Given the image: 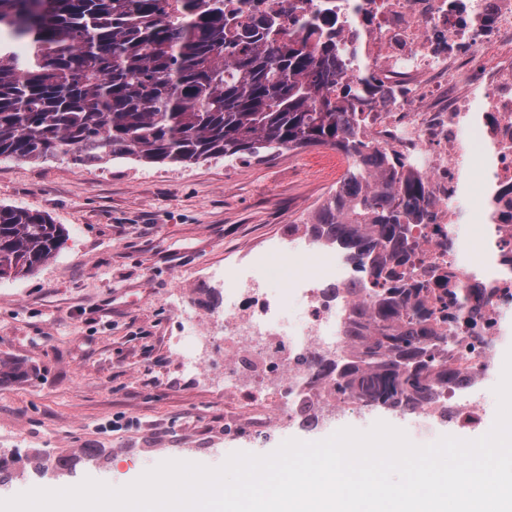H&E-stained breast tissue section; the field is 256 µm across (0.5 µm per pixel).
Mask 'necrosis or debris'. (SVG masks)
I'll return each instance as SVG.
<instances>
[{"label":"necrosis or debris","mask_w":512,"mask_h":512,"mask_svg":"<svg viewBox=\"0 0 512 512\" xmlns=\"http://www.w3.org/2000/svg\"><path fill=\"white\" fill-rule=\"evenodd\" d=\"M248 21L264 14L283 30L315 20L340 44L337 96L353 95L365 135L400 153L426 186L423 220L408 265L457 274L468 296L467 325L448 347L471 378L422 402L421 426H481L483 385L512 335V0H226ZM483 246L465 261L462 229ZM293 270L281 287L237 271L224 279V395L236 401L255 440L270 418L340 420L362 404L337 396L317 364L351 350L349 309L377 286L341 251L288 237ZM315 271H307L308 262Z\"/></svg>","instance_id":"1"}]
</instances>
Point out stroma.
Wrapping results in <instances>:
<instances>
[{
    "mask_svg": "<svg viewBox=\"0 0 512 512\" xmlns=\"http://www.w3.org/2000/svg\"><path fill=\"white\" fill-rule=\"evenodd\" d=\"M342 156L329 147L193 165L131 158L87 167L71 155L42 163L0 157V205L39 211L66 241L33 274L0 280V357L28 379L0 384V457L13 460L0 500L92 479L113 488L167 461L217 468L233 453L264 456L283 442H316L337 426L291 424L265 442L224 432V389L179 362L190 315L224 307V272L251 265L255 246L287 236L335 190ZM498 378L484 385L483 427L444 423L419 434L410 415L370 410L417 446L492 428ZM98 449L91 460L85 449ZM63 459L72 469L60 468Z\"/></svg>",
    "mask_w": 512,
    "mask_h": 512,
    "instance_id": "1",
    "label": "stroma"
}]
</instances>
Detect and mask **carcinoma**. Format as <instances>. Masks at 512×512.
Returning a JSON list of instances; mask_svg holds the SVG:
<instances>
[{
	"label": "carcinoma",
	"instance_id": "obj_1",
	"mask_svg": "<svg viewBox=\"0 0 512 512\" xmlns=\"http://www.w3.org/2000/svg\"><path fill=\"white\" fill-rule=\"evenodd\" d=\"M0 156L84 166L132 156L189 165L281 148L330 147L346 171L304 232L348 253L386 288L349 316L353 359L332 364L336 393L374 409L414 411L467 375L442 356L467 298L399 270L424 184L357 137L356 112L332 95L336 46L314 22L288 36L224 14V0H0ZM64 228L0 207V279L48 262ZM0 358V383L26 378Z\"/></svg>",
	"mask_w": 512,
	"mask_h": 512
}]
</instances>
